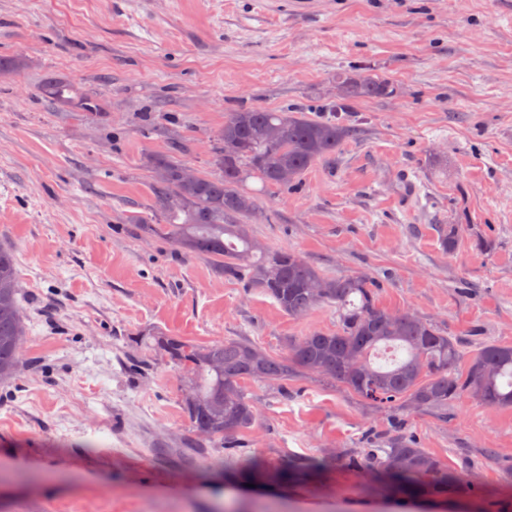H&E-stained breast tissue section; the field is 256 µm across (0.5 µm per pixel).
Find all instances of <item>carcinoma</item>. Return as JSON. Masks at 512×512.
I'll use <instances>...</instances> for the list:
<instances>
[{
  "instance_id": "carcinoma-1",
  "label": "carcinoma",
  "mask_w": 512,
  "mask_h": 512,
  "mask_svg": "<svg viewBox=\"0 0 512 512\" xmlns=\"http://www.w3.org/2000/svg\"><path fill=\"white\" fill-rule=\"evenodd\" d=\"M338 98L326 111L346 101L384 96L392 84L367 73L337 77ZM67 86L49 79L43 94L69 103ZM353 134L341 119H315L300 111L252 107L228 114L214 137L211 165L217 176L193 172L171 157L152 159L151 208L157 223L133 215L129 223L168 238L183 254L208 259L224 276L243 278L271 297L291 317H302L330 304L337 309L334 331L315 330L288 341L277 356L245 337L193 344L161 332L146 335L149 348L183 374V409L200 435L199 448L250 428L258 413L245 383L288 385L296 373L334 382L361 400L382 408L411 411L448 410L463 395L484 404L512 408V345L488 342L460 369V345L434 323L409 311L381 306L375 283L365 275L328 277L291 249L269 248L253 236L249 219L262 187L289 189L312 164L336 156ZM445 251L455 248L456 224L438 227ZM28 327L17 299L14 254L0 247V381L16 375ZM400 348L405 355L385 366L370 355L379 346ZM352 467L382 477L385 488L405 499L445 498L458 489L460 475L432 453L402 439L387 448H367ZM315 468L292 459L280 466L255 460L238 465L236 481L286 484Z\"/></svg>"
}]
</instances>
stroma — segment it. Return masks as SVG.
<instances>
[{"mask_svg": "<svg viewBox=\"0 0 512 512\" xmlns=\"http://www.w3.org/2000/svg\"><path fill=\"white\" fill-rule=\"evenodd\" d=\"M0 246L16 256L29 335L0 383V512H512V408H376L309 375L252 384L251 431L196 453L173 364L141 344L245 337L271 355L335 329L294 318L166 238L150 158L213 173V134L248 107L322 113L336 77L392 95L349 103L358 133L297 188L261 189L254 233L330 276L364 274L381 305L465 354L512 344V0H0ZM54 76L96 100L42 95ZM459 225L444 251L438 225ZM404 438L464 478L427 505L361 492L345 463ZM325 460L280 487L228 485L235 461Z\"/></svg>", "mask_w": 512, "mask_h": 512, "instance_id": "1", "label": "stroma"}]
</instances>
